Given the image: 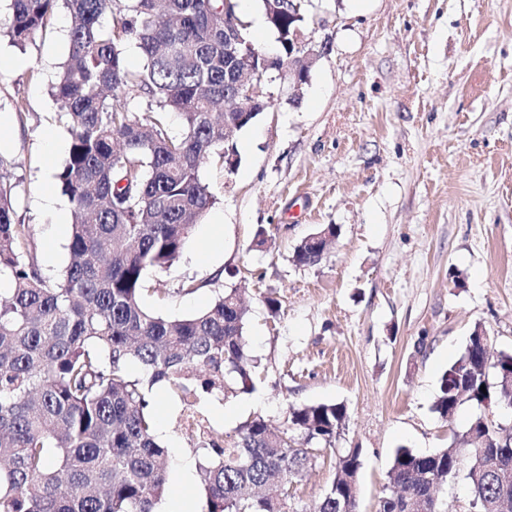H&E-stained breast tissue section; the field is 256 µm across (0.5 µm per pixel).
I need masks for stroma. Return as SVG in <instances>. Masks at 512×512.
Returning <instances> with one entry per match:
<instances>
[{"instance_id": "obj_1", "label": "stroma", "mask_w": 512, "mask_h": 512, "mask_svg": "<svg viewBox=\"0 0 512 512\" xmlns=\"http://www.w3.org/2000/svg\"><path fill=\"white\" fill-rule=\"evenodd\" d=\"M10 20L11 0H0V56L23 62L0 71V173L52 275L67 263L71 226L55 224L40 190L70 146L50 85L71 17L58 7L23 49L6 34ZM304 34L318 58L299 101L274 87V107L233 137L236 169L201 167L216 203L179 258L149 273L144 296L181 319L239 289L254 388L190 411L157 386L151 407L175 471L198 465L211 443L232 446L246 421L282 428L289 406L344 403L337 445L361 449L358 510L377 512L396 448L426 455L468 424L470 405L449 423L432 405L474 325L492 351H512V0H371L361 14L349 0H311ZM218 218L223 239L201 253ZM323 224L339 227L328 257L295 264V245ZM187 280L195 289L183 290ZM334 459L322 451L289 484L293 512H311Z\"/></svg>"}]
</instances>
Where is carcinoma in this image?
I'll return each mask as SVG.
<instances>
[{"mask_svg": "<svg viewBox=\"0 0 512 512\" xmlns=\"http://www.w3.org/2000/svg\"><path fill=\"white\" fill-rule=\"evenodd\" d=\"M73 18L68 54L52 96L70 135L55 178L73 208L69 261L46 274L31 252L30 225L0 175V512H154L169 491V459L154 433L148 394L167 385L191 409L204 394L254 387L239 291L217 292L204 310L170 320L142 304L145 275L172 264L192 227L214 204L199 175L224 159V125L240 131L273 107L266 97L249 120L227 111L237 62L224 53V0H11L8 36L23 49L58 2ZM284 15L277 34L301 26ZM111 16L105 28L101 19ZM135 44L145 63L128 66ZM146 100L148 117L134 111ZM184 132L172 136L167 117ZM338 236L302 239L293 261L319 264ZM474 326L460 357L440 376L433 410L448 420L468 403L462 432L475 447L428 455L396 449L378 512H446L437 490L465 473L467 512L512 503V419L483 403L512 404V352H490ZM140 366L133 377L128 366ZM485 390H480V386ZM348 421L343 403L290 406L288 428L262 419L238 429L231 448L202 449L207 512H282L262 487L288 484L333 448ZM361 449L335 456L336 475L314 512H357Z\"/></svg>", "mask_w": 512, "mask_h": 512, "instance_id": "1", "label": "carcinoma"}]
</instances>
